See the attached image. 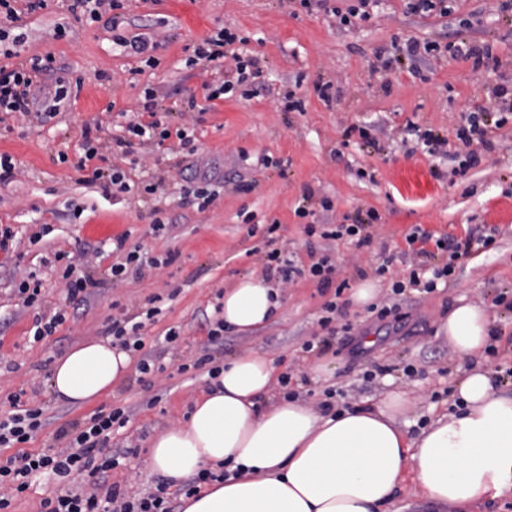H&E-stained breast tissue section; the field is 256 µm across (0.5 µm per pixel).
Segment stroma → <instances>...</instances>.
<instances>
[{
  "mask_svg": "<svg viewBox=\"0 0 512 512\" xmlns=\"http://www.w3.org/2000/svg\"><path fill=\"white\" fill-rule=\"evenodd\" d=\"M353 2L327 0L326 9L309 12L298 0H128L121 29L149 40L152 67L114 44L103 23L76 19L64 0H49L35 12L28 11L27 0H16L18 20L0 21L10 35H23L21 57L51 55L56 69L79 85L50 122L0 115V154L11 155L15 164L12 178L0 181V226L15 233L11 252L0 251V411L8 410L7 397L17 392L22 403L42 409L46 423L28 451L55 446V432L66 421L119 407L128 422L113 434L112 447L129 454L109 482L144 495L161 488L181 498L180 487L149 467L150 443L210 385L209 367L243 352L275 357L279 373L292 375L291 390L316 408L326 401L337 407L374 404L401 393L407 406L396 421L416 438L452 411L454 386L471 365L439 331L449 310L467 302L485 304L496 316L487 366L497 373L498 388L512 390V120L494 131L495 148L479 166L462 176L456 172L463 154L457 131L466 116L480 106L494 108L493 87L512 88V17L500 12L499 0H454L445 16L411 12L407 0H376L368 22L341 25L339 12ZM59 25L65 36H55ZM221 28L238 35L234 54L255 59L260 75L209 102L206 89L235 79L234 54L194 66L186 60L194 45ZM410 40L489 43L500 64L476 70L471 60L446 52L409 60L402 53ZM394 55L401 57L400 67L384 70L385 59ZM324 83L331 86L328 102L316 91ZM147 88L156 93L159 119L193 128L195 154L181 151L174 138L141 145L127 156L115 146L119 113L139 111ZM292 89L303 99V111L281 109L280 98ZM191 99L196 108H187ZM88 122L102 126L101 155L93 166L123 171L131 182L162 183L163 192L112 196L100 183L84 182L73 162ZM351 126L367 129L370 141L356 134L344 138ZM426 130L442 139L432 155L417 144ZM62 151L69 156L64 164L58 160ZM204 186L214 200L202 209L194 192ZM301 206L307 217L298 216ZM370 211L378 219L364 247L352 237L326 240L306 231L310 224H352ZM159 221L160 231L154 228ZM416 227L434 238L490 234L494 241L474 245L432 292L406 291L401 322L377 320L304 276L285 284L288 301L275 320L253 333L228 331L223 342H210L225 287L250 273L279 280L265 265L274 249L304 269L328 257L334 281L352 287L359 271H366L376 284L375 305L388 303L394 281L407 279L412 268L428 272L444 261L412 253L406 237ZM122 234L124 251H113V239ZM134 249L159 259V266L112 280L111 266ZM170 253L177 259L164 265ZM71 262L98 282L82 301L68 299L60 279ZM381 265L387 272L379 276ZM24 279L42 285L37 306L25 307L17 292ZM156 295L162 312L144 334L153 342L158 371L130 372L111 395L82 407L55 400L48 386L55 360L85 340L109 338L113 318L145 311ZM331 302L336 310L329 313ZM59 309L66 313L64 325L30 343L35 315ZM325 316L330 322L324 326ZM172 327L181 338L170 347L163 337ZM368 336L374 343L367 347ZM313 338L327 341V350L303 352ZM202 356L208 367L195 368ZM320 359L333 365L331 374L313 372ZM388 512H512V492L445 507L425 500L408 476Z\"/></svg>",
  "mask_w": 512,
  "mask_h": 512,
  "instance_id": "obj_1",
  "label": "stroma"
}]
</instances>
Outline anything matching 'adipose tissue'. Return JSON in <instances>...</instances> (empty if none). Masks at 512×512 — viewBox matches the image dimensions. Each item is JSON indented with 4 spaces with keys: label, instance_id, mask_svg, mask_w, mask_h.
Returning a JSON list of instances; mask_svg holds the SVG:
<instances>
[{
    "label": "adipose tissue",
    "instance_id": "ef3b65f1",
    "mask_svg": "<svg viewBox=\"0 0 512 512\" xmlns=\"http://www.w3.org/2000/svg\"><path fill=\"white\" fill-rule=\"evenodd\" d=\"M283 307L266 278L240 277L224 292V325L245 333ZM441 333L473 361L456 386L454 412L408 440L395 413L401 395L373 407L324 415L300 401L267 402L273 359L242 353L225 360L187 419L151 443L149 462L172 484L203 469L226 478L183 498L182 512H381L414 474L423 495L466 506L512 490V393L496 390L483 366L492 322L485 307L453 308ZM131 355L92 339L53 365L51 387L73 406L97 401L128 374Z\"/></svg>",
    "mask_w": 512,
    "mask_h": 512
}]
</instances>
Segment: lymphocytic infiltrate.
Wrapping results in <instances>:
<instances>
[{
    "label": "lymphocytic infiltrate",
    "instance_id": "1",
    "mask_svg": "<svg viewBox=\"0 0 512 512\" xmlns=\"http://www.w3.org/2000/svg\"><path fill=\"white\" fill-rule=\"evenodd\" d=\"M125 0H70V12H79L93 22L109 18L114 27L112 41L127 52L141 56L148 54L150 47L146 40L129 38L118 31V10L124 9ZM51 56L34 55L14 65H0V112L29 115L33 103H40V119L56 116L61 103L71 97V86L64 77H57L43 101L35 99L34 80L38 75L51 71ZM502 101V117L480 107L470 112L466 126L460 127L457 137L465 148L464 158L459 164L460 172L478 166L492 147L490 133L502 128L506 116L512 112V98L507 97L505 88L494 91ZM142 110L151 114L149 122L133 119L125 126L126 134L117 138L120 147L132 148L134 141L164 142L177 139L180 146H188L191 138L187 128L169 129L156 121L155 94L145 91ZM158 307H150L144 320L121 316L112 320V336L127 349L141 352L137 364L140 373L154 372L155 365L150 352L145 349L142 332L145 319L153 318ZM10 411L0 416V449H7L6 457L0 458V512H12L11 507L21 494L31 486L33 478L40 474L51 475L58 483L57 490L41 499L39 512H176L174 501L160 494L143 495L131 488L108 481V474L119 464V457L107 453L106 447L114 431L125 427L127 417L124 409L116 408L98 412L88 419L73 420L62 424L58 430L59 447L41 452L25 450L34 432L42 425V412L37 408L25 407L20 395L9 398ZM87 475L93 478L92 491L73 487L75 476Z\"/></svg>",
    "mask_w": 512,
    "mask_h": 512
}]
</instances>
